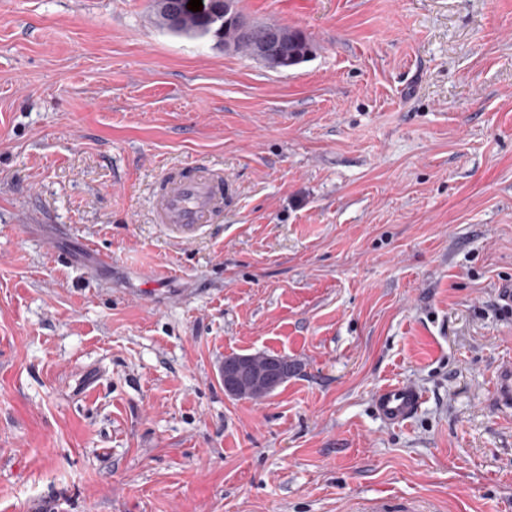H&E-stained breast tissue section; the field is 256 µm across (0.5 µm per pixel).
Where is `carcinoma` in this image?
Instances as JSON below:
<instances>
[{
	"label": "carcinoma",
	"instance_id": "carcinoma-1",
	"mask_svg": "<svg viewBox=\"0 0 512 512\" xmlns=\"http://www.w3.org/2000/svg\"><path fill=\"white\" fill-rule=\"evenodd\" d=\"M189 0H153V7L159 24L170 33L190 39H210L218 47L229 44L236 53L251 54V44L264 36L268 29L276 31L280 47L285 50L288 66L293 67L307 61L315 47L309 36L301 29L276 24L254 26L252 36L240 33L231 23L216 33L211 27V17L224 9L225 0H202L200 11H190Z\"/></svg>",
	"mask_w": 512,
	"mask_h": 512
}]
</instances>
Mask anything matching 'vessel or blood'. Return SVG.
I'll return each instance as SVG.
<instances>
[{"label": "vessel or blood", "mask_w": 512, "mask_h": 512, "mask_svg": "<svg viewBox=\"0 0 512 512\" xmlns=\"http://www.w3.org/2000/svg\"><path fill=\"white\" fill-rule=\"evenodd\" d=\"M229 181L208 168H192L169 176L155 201L157 220L188 234L211 223L223 210L224 200L232 196ZM421 395L410 385L395 384L379 389L373 398L376 415L385 423L400 425L416 412ZM492 402L500 415L512 417V361L500 363L496 370Z\"/></svg>", "instance_id": "b4317fda"}]
</instances>
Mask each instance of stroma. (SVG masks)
Segmentation results:
<instances>
[{
  "label": "stroma",
  "mask_w": 512,
  "mask_h": 512,
  "mask_svg": "<svg viewBox=\"0 0 512 512\" xmlns=\"http://www.w3.org/2000/svg\"><path fill=\"white\" fill-rule=\"evenodd\" d=\"M235 8L315 52L0 0V512H512V0ZM198 166L235 191L181 242L153 198ZM261 353L298 370L226 395ZM390 383L423 394L402 426ZM232 355L226 357L223 377L227 380V387L234 391L260 392L274 389L285 381L291 366L288 363L276 361L267 377L263 380L255 379L247 368V362L254 375L265 376L269 366V359L273 355ZM492 402L503 417H512V361H502L496 370ZM421 395L410 385L395 384L379 389L373 398L376 415L385 423L400 425L416 412Z\"/></svg>",
  "instance_id": "1"
}]
</instances>
